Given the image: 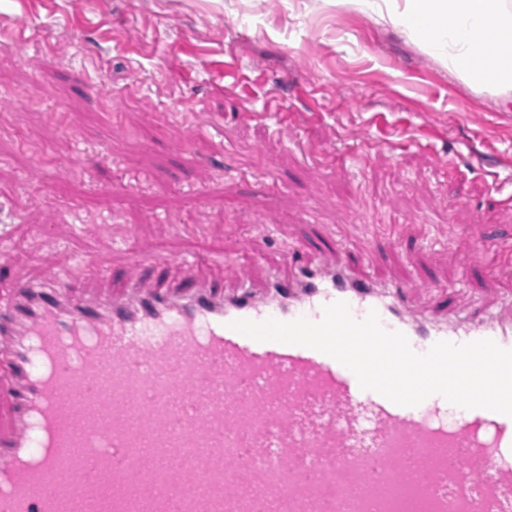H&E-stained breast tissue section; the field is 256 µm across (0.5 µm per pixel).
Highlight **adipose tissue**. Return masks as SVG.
I'll return each mask as SVG.
<instances>
[{
	"label": "adipose tissue",
	"instance_id": "ef3b65f1",
	"mask_svg": "<svg viewBox=\"0 0 512 512\" xmlns=\"http://www.w3.org/2000/svg\"><path fill=\"white\" fill-rule=\"evenodd\" d=\"M414 36L463 81L512 88V0H346Z\"/></svg>",
	"mask_w": 512,
	"mask_h": 512
}]
</instances>
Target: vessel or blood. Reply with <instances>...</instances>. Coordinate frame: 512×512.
Here are the masks:
<instances>
[{"instance_id": "b4317fda", "label": "vessel or blood", "mask_w": 512, "mask_h": 512, "mask_svg": "<svg viewBox=\"0 0 512 512\" xmlns=\"http://www.w3.org/2000/svg\"><path fill=\"white\" fill-rule=\"evenodd\" d=\"M345 249L289 252L288 277L226 288L198 280L179 255L138 251L131 267L178 265L180 285L78 296L68 276L17 279L0 294V512H399L385 494L422 499L424 512H512V417L449 412L433 395L401 406L362 389L318 350L259 342L236 320L317 322L346 302L376 311L416 353L445 340L512 349V316L460 312L452 285L419 306L409 283L382 284L344 261ZM120 369L111 395L90 374L102 356ZM82 383L89 406L63 399ZM78 438L83 458L41 454L39 427Z\"/></svg>"}]
</instances>
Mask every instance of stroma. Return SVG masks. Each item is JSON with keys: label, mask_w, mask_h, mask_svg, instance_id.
<instances>
[{"label": "stroma", "mask_w": 512, "mask_h": 512, "mask_svg": "<svg viewBox=\"0 0 512 512\" xmlns=\"http://www.w3.org/2000/svg\"><path fill=\"white\" fill-rule=\"evenodd\" d=\"M0 203L20 217L0 291L66 272L105 291L138 246L257 283L289 246L340 241L376 277L499 311L512 89L334 0H0ZM393 214L402 245L372 242Z\"/></svg>", "instance_id": "35a3bbf8"}]
</instances>
